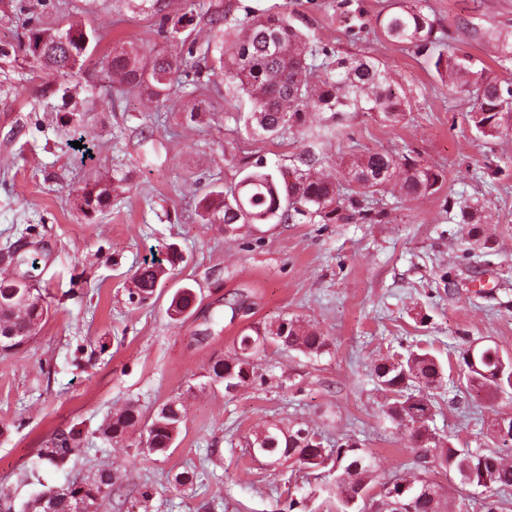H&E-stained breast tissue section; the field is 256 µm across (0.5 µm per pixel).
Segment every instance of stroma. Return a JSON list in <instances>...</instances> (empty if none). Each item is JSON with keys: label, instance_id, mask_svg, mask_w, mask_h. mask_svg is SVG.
Segmentation results:
<instances>
[{"label": "stroma", "instance_id": "1", "mask_svg": "<svg viewBox=\"0 0 512 512\" xmlns=\"http://www.w3.org/2000/svg\"><path fill=\"white\" fill-rule=\"evenodd\" d=\"M162 11H155L154 2ZM196 0H0V278L30 279L48 309L19 351L0 354V489L20 504L97 468L116 470L120 487L98 512H288L289 499L323 512L335 476L291 463L271 467L248 443L270 422L303 425L325 447L351 437L375 461L372 488L417 475L414 455L386 418L389 399L371 375L381 357L431 350L450 377L435 392L430 424L440 442L486 448V423L512 416V397L467 390L457 359L469 345L497 343L512 355V131L482 136L467 99L452 94L412 50L362 34L353 39L338 0H203L285 13L320 45L379 58L396 93L407 95L403 122L384 125L367 112L325 113L302 135L263 139L224 101L212 77L196 94L166 103L144 94L114 96L102 67L113 46L148 57L175 51L162 16L192 14L198 43L211 40ZM455 47L480 57L491 75L512 73L492 62L480 34L512 30V0H426ZM60 22L101 36L82 70L68 77L33 66L23 45L33 24ZM113 106H106V99ZM217 101L193 113L196 99ZM408 153L446 168L435 193L403 202L385 224H248L227 233L203 223L200 187L236 181L239 161L263 158L271 172L316 158L332 174L352 154ZM120 179L94 220L84 217L85 183ZM481 204L494 250H473L461 207ZM166 265L158 301L136 306L128 289L144 264ZM191 285L196 301L181 321L169 295ZM250 311L236 314L235 302ZM294 318L328 339L309 357L268 346L258 379L228 395L207 385L210 365L232 355L242 331H266ZM181 398L185 415L170 455L108 447L103 417L127 403L145 415ZM85 452L57 470L38 451L73 425ZM194 469L193 484L173 487L168 473ZM150 488L142 502V488Z\"/></svg>", "mask_w": 512, "mask_h": 512}]
</instances>
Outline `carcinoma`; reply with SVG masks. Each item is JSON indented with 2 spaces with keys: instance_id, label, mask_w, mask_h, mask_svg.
<instances>
[{
  "instance_id": "carcinoma-1",
  "label": "carcinoma",
  "mask_w": 512,
  "mask_h": 512,
  "mask_svg": "<svg viewBox=\"0 0 512 512\" xmlns=\"http://www.w3.org/2000/svg\"><path fill=\"white\" fill-rule=\"evenodd\" d=\"M424 0H394V6L375 18L374 30L392 44L411 47L420 55L435 58L436 72H445L451 88L468 98L475 129L485 137H496L512 128V78L490 79L486 70L468 53L448 50L447 34L432 15L424 12ZM341 22L355 33L362 29V15L348 9L347 0L338 4ZM492 44L499 62L512 59V32L494 26L482 33ZM95 33L70 24L65 29L33 27L23 49L33 63L49 74L67 75L83 65ZM180 51L173 55L144 58L115 46L104 67L112 84L122 92H142L155 99L169 97L175 84L193 76L200 78L207 55L196 44L180 40ZM215 48L220 52L219 70L224 79V98L243 99L252 133L277 138L304 129L330 112H371L387 125L404 119L401 99L392 91V80L379 60L368 54H349L330 59L327 48L294 24L286 14L256 15L244 9L234 17L224 11V31ZM329 69L322 77L319 67ZM241 178L222 189L207 191L200 200L206 224L220 222L224 231L237 224H266L271 220L288 223L307 219L318 224H383L390 216L383 190L398 185L401 197L416 199L437 191L446 182L447 172L426 166L408 154L367 150L339 164L334 176L312 170L311 160L279 170V176L265 170L263 160H246ZM113 186L94 182L84 187L90 197L87 206L101 210L110 199ZM460 222L469 225L468 236L479 249H492L484 234L480 208H461ZM165 276V269L152 262L142 266L133 278L129 299L145 303L153 299ZM194 290L177 288L171 296L168 315L179 320L187 314ZM44 307L40 297L27 292L12 279H0V351L8 353L22 345L41 326ZM272 342L283 350L319 356L327 338L302 328L299 321L284 318L267 331L264 339L244 333L236 338L233 357L215 361L208 370V382L225 388H242L257 378V356ZM459 375L466 388L487 395L512 393V357L496 345H482L473 356H459ZM377 385L393 395L385 414L410 443L421 473L414 480L394 477L384 482L386 490L377 496L382 512H468L462 495H450L435 483L429 473L434 468L453 472L463 485L485 489L482 512H503V494L512 490V464L492 449L460 448L450 443L435 444L429 427L434 415L433 391L442 386L446 374L443 363L430 351L412 350L406 355L384 357L374 365ZM184 419V405L169 399L150 418L130 403L108 416L99 428L101 436L113 445L126 443L139 435L151 454L165 455L174 447ZM317 432L307 428L283 431L269 423L257 432L252 443L266 449L276 464L287 460L308 469L336 470L339 493L330 507L336 512H362L349 496L357 487L369 489L364 478L374 462L350 440L323 448L314 440ZM82 431L73 427L61 434L49 448H41L39 461L56 469L64 468L80 451ZM118 476L112 468H100L92 475L69 483L61 492L48 489L27 502L19 512H95L99 502L112 496Z\"/></svg>"
}]
</instances>
